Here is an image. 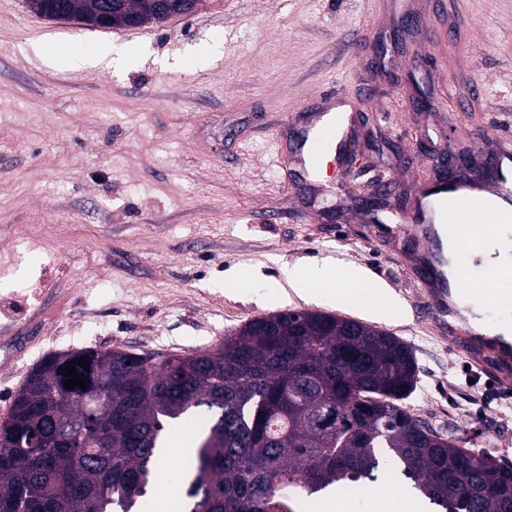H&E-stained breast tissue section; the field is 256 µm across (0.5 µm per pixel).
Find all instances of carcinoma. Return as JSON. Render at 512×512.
Listing matches in <instances>:
<instances>
[{
    "mask_svg": "<svg viewBox=\"0 0 512 512\" xmlns=\"http://www.w3.org/2000/svg\"><path fill=\"white\" fill-rule=\"evenodd\" d=\"M276 317L271 333L257 318L212 350L159 362L91 348L44 358L0 424V512H140L189 418L203 425L177 512H297L380 478L444 512L512 510V466L399 404L417 387L406 342L326 313ZM70 361L87 389L64 387Z\"/></svg>",
    "mask_w": 512,
    "mask_h": 512,
    "instance_id": "carcinoma-1",
    "label": "carcinoma"
}]
</instances>
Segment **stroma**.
Here are the masks:
<instances>
[{"label":"stroma","instance_id":"stroma-1","mask_svg":"<svg viewBox=\"0 0 512 512\" xmlns=\"http://www.w3.org/2000/svg\"><path fill=\"white\" fill-rule=\"evenodd\" d=\"M415 2L438 40L403 27L392 0H200L137 37L0 0V423L50 354H192L297 309L403 339L418 365L403 407L469 448L494 436L512 464V401L484 402V377L466 381L420 315L411 243L391 232L396 196L435 174L441 146L479 139L493 157L512 143V0ZM46 42L67 45L74 64L37 55ZM103 45L121 67L80 65ZM339 96L352 133L318 196L274 147ZM375 190L382 204L366 210ZM312 263L366 270L398 308L296 296L281 269ZM242 266L258 274L246 296L224 288ZM468 269L494 283L468 300L485 325L512 321L497 303L512 277Z\"/></svg>","mask_w":512,"mask_h":512}]
</instances>
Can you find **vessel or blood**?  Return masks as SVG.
I'll return each mask as SVG.
<instances>
[{
  "label": "vessel or blood",
  "mask_w": 512,
  "mask_h": 512,
  "mask_svg": "<svg viewBox=\"0 0 512 512\" xmlns=\"http://www.w3.org/2000/svg\"><path fill=\"white\" fill-rule=\"evenodd\" d=\"M348 122L346 106L340 104L324 110L315 125L302 134L294 163L309 171L321 168L327 156L343 142ZM499 166L503 175L492 184L494 196L512 202V154H504ZM468 185V180L462 178L442 179L428 185L412 213L403 216L401 229L415 243L424 261L417 277L424 285L427 320L447 333L453 352L485 373L494 389L508 398L512 396V336L468 324L466 299L472 285L463 273L449 275L442 252V238L449 230L437 227L434 222L433 200L448 199L456 210L457 223L475 228L473 234L461 238V253L486 246L494 239L498 215L484 207L481 192L469 190Z\"/></svg>",
  "instance_id": "1"
}]
</instances>
